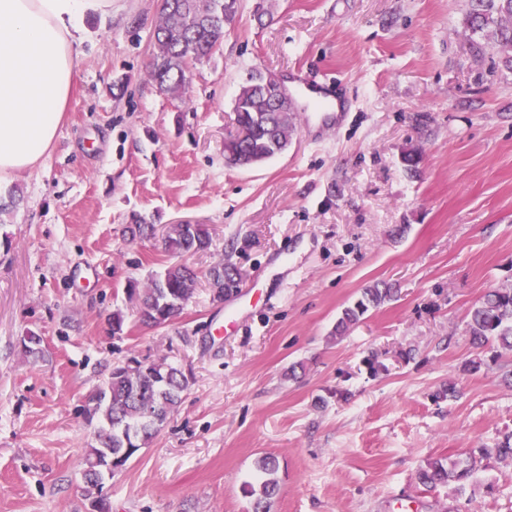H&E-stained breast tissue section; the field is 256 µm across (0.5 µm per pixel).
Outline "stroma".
<instances>
[{"label": "stroma", "instance_id": "obj_1", "mask_svg": "<svg viewBox=\"0 0 512 512\" xmlns=\"http://www.w3.org/2000/svg\"><path fill=\"white\" fill-rule=\"evenodd\" d=\"M466 3L243 0L183 100L149 75L158 0H112L110 20H88L53 147L0 182L22 197L0 217V512H90L80 409L131 358L166 359L190 384L106 480L112 512H251L266 455L270 512H512V461L490 460L463 495L417 479L512 433V352L466 332L475 304L512 287V71L476 56ZM253 69L304 111L286 152L239 168L224 141ZM299 71L333 74L350 102L340 125L305 123ZM183 220L212 239L188 259L193 297L144 325L129 288L170 258L125 228ZM227 253L240 283L217 302L205 273ZM380 281L392 298L337 334ZM31 333L41 356L22 345ZM257 468L265 476V479L260 484L258 494L252 490V495L256 494L253 501V512H269V501L274 497L278 486L277 480L271 477L278 469V461L273 456H265L259 460Z\"/></svg>", "mask_w": 512, "mask_h": 512}]
</instances>
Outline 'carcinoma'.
<instances>
[{"label": "carcinoma", "instance_id": "1", "mask_svg": "<svg viewBox=\"0 0 512 512\" xmlns=\"http://www.w3.org/2000/svg\"><path fill=\"white\" fill-rule=\"evenodd\" d=\"M242 0H165L159 21L153 31V60L150 76L158 89L173 97L186 88L189 68L209 57L224 41L226 28L240 14ZM470 34L490 37L486 45L498 63L512 68V53L502 45L512 43V0H468L463 21ZM234 122L237 134L224 141V159H235L246 166L268 161L288 149L296 133L291 121L294 108L273 104L271 89L253 70L241 86L236 98ZM165 252L174 259L167 268L151 275L146 287L138 292L139 320L161 326L179 317L194 292L197 274L181 258L202 251L210 245V234L204 224L185 227L171 224L163 237ZM213 299L238 288V273L227 259L207 271ZM392 288L376 282L362 290L353 306L344 309L336 324L341 334L360 316L391 297ZM473 342L512 350V288L488 293L475 305L466 324ZM189 386L184 372L165 361H135V365L112 366L102 386L84 402L80 415L95 430V444L88 448L84 467L105 473L109 463L124 467L147 447L160 428L173 416ZM494 457L512 460V435L492 448L478 449V455L450 459L448 464L429 462L419 472L420 483L429 491L449 483L462 493L471 484L479 460ZM278 461L265 456L258 462V471L265 476L253 501V512H269V501L277 491L273 475ZM104 477H84L83 493L92 512H110L103 495Z\"/></svg>", "mask_w": 512, "mask_h": 512}]
</instances>
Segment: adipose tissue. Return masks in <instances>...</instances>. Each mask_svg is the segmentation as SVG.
Instances as JSON below:
<instances>
[{
    "instance_id": "1",
    "label": "adipose tissue",
    "mask_w": 512,
    "mask_h": 512,
    "mask_svg": "<svg viewBox=\"0 0 512 512\" xmlns=\"http://www.w3.org/2000/svg\"><path fill=\"white\" fill-rule=\"evenodd\" d=\"M94 16L111 18L112 0H0V178L52 148Z\"/></svg>"
}]
</instances>
